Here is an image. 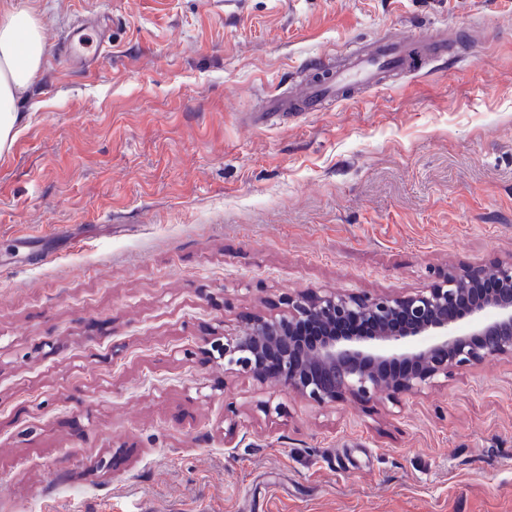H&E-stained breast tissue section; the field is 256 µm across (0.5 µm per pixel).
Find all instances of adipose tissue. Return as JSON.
I'll list each match as a JSON object with an SVG mask.
<instances>
[{
    "mask_svg": "<svg viewBox=\"0 0 512 512\" xmlns=\"http://www.w3.org/2000/svg\"><path fill=\"white\" fill-rule=\"evenodd\" d=\"M46 45L41 26L23 5H0V156L21 130L23 94L41 71Z\"/></svg>",
    "mask_w": 512,
    "mask_h": 512,
    "instance_id": "obj_1",
    "label": "adipose tissue"
}]
</instances>
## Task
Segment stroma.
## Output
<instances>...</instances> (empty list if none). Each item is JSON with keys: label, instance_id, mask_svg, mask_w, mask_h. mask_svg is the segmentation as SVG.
<instances>
[{"label": "stroma", "instance_id": "35a3bbf8", "mask_svg": "<svg viewBox=\"0 0 512 512\" xmlns=\"http://www.w3.org/2000/svg\"><path fill=\"white\" fill-rule=\"evenodd\" d=\"M46 62L0 158V512H512V359L313 405L209 359L289 296L512 259V0H23ZM469 29L265 122L303 64ZM110 43L106 34L90 24L87 19H81L74 24L66 38V48L58 51L57 60L64 69L80 65L91 70L97 59L105 54ZM94 45V50L89 49Z\"/></svg>", "mask_w": 512, "mask_h": 512}]
</instances>
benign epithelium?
I'll list each match as a JSON object with an SVG mask.
<instances>
[{"mask_svg": "<svg viewBox=\"0 0 512 512\" xmlns=\"http://www.w3.org/2000/svg\"><path fill=\"white\" fill-rule=\"evenodd\" d=\"M480 266L440 273L412 294L357 295L326 290L288 298L277 315H254L242 334L210 340L230 370L265 378L268 365L284 390L318 406L350 398L412 396L440 377L488 360L512 359V260L497 264L496 287L483 288ZM369 322V336H338L336 323ZM320 331L307 345L305 326ZM405 361V375L387 371Z\"/></svg>", "mask_w": 512, "mask_h": 512, "instance_id": "7a95c632", "label": "benign epithelium"}]
</instances>
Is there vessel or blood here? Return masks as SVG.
<instances>
[{
  "label": "vessel or blood",
  "mask_w": 512,
  "mask_h": 512,
  "mask_svg": "<svg viewBox=\"0 0 512 512\" xmlns=\"http://www.w3.org/2000/svg\"><path fill=\"white\" fill-rule=\"evenodd\" d=\"M108 43L102 30L83 19L71 27L66 47L58 51L57 60L66 69L77 65L89 69L104 55ZM447 52L448 39L440 35L378 38L347 53L343 61L332 56L319 58L323 79H301L293 92L275 95L269 108L278 114L315 112L326 100H340L355 90L383 85L389 74H415L429 60L442 58Z\"/></svg>",
  "instance_id": "1"
}]
</instances>
